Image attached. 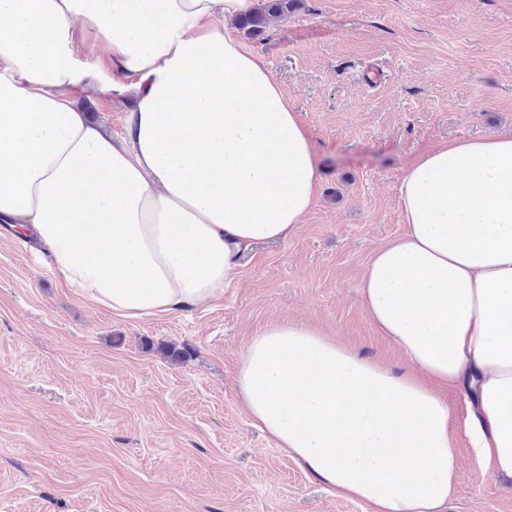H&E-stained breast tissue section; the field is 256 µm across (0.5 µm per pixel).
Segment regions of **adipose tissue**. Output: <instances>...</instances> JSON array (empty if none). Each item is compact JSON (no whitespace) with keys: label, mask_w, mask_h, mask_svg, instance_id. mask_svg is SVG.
<instances>
[{"label":"adipose tissue","mask_w":512,"mask_h":512,"mask_svg":"<svg viewBox=\"0 0 512 512\" xmlns=\"http://www.w3.org/2000/svg\"><path fill=\"white\" fill-rule=\"evenodd\" d=\"M257 0H0V223L94 304L144 319L223 296L254 244L294 234L319 169L266 61L233 27ZM130 101L115 138L76 103ZM405 233L362 281L408 370L275 323L237 378L255 425L368 512H442L459 466L440 390H466L478 459L512 477V133L423 154ZM108 251H101L100 243Z\"/></svg>","instance_id":"ef3b65f1"}]
</instances>
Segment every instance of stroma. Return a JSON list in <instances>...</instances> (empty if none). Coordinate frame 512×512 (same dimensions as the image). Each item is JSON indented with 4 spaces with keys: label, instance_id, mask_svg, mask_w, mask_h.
Returning <instances> with one entry per match:
<instances>
[{
    "label": "stroma",
    "instance_id": "1",
    "mask_svg": "<svg viewBox=\"0 0 512 512\" xmlns=\"http://www.w3.org/2000/svg\"><path fill=\"white\" fill-rule=\"evenodd\" d=\"M243 43L317 156L310 210L247 253L221 298L143 320L89 301L0 224V512H367L253 426L242 353L287 320L406 370L362 279L405 231L411 162L512 133V0H304ZM444 398L460 459L447 512H512V480L468 445L462 395Z\"/></svg>",
    "mask_w": 512,
    "mask_h": 512
}]
</instances>
